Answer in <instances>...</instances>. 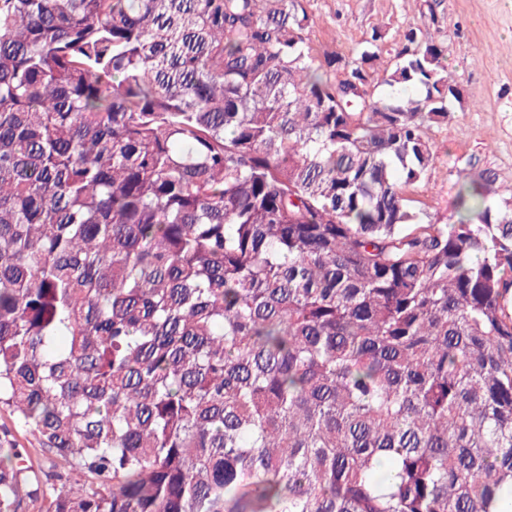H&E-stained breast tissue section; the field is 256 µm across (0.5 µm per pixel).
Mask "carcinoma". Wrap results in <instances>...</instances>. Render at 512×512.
Returning a JSON list of instances; mask_svg holds the SVG:
<instances>
[{
    "label": "carcinoma",
    "instance_id": "obj_1",
    "mask_svg": "<svg viewBox=\"0 0 512 512\" xmlns=\"http://www.w3.org/2000/svg\"><path fill=\"white\" fill-rule=\"evenodd\" d=\"M307 0H0V512H496L512 206L411 197L462 94ZM417 95H401L407 88ZM5 430L9 431V439L19 444V448H28L35 467L44 462L38 443L23 428L15 424V419L8 410L0 409V440Z\"/></svg>",
    "mask_w": 512,
    "mask_h": 512
}]
</instances>
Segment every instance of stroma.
I'll return each mask as SVG.
<instances>
[{
	"label": "stroma",
	"instance_id": "1",
	"mask_svg": "<svg viewBox=\"0 0 512 512\" xmlns=\"http://www.w3.org/2000/svg\"><path fill=\"white\" fill-rule=\"evenodd\" d=\"M307 10L320 52L351 56L380 31L379 78L394 64L399 31L421 29L442 48L463 104L426 128L437 160L414 196L432 221L447 223L455 185L468 174L490 176L493 202L512 201V0H307Z\"/></svg>",
	"mask_w": 512,
	"mask_h": 512
}]
</instances>
